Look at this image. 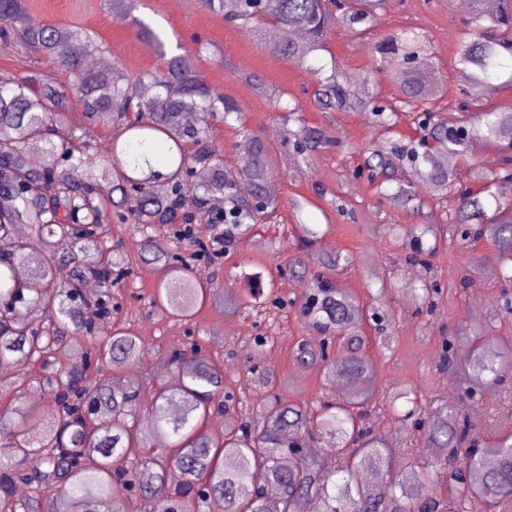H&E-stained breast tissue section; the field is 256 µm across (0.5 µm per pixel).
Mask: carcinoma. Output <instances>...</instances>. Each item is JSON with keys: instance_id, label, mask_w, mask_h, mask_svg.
<instances>
[{"instance_id": "carcinoma-1", "label": "carcinoma", "mask_w": 512, "mask_h": 512, "mask_svg": "<svg viewBox=\"0 0 512 512\" xmlns=\"http://www.w3.org/2000/svg\"><path fill=\"white\" fill-rule=\"evenodd\" d=\"M112 13L131 19L139 33L163 50L160 35L143 19L131 15L136 0H108ZM332 0H205L207 8L224 15L238 28L255 33L269 29L297 30L300 41L272 39L268 51L304 65L325 49L324 34L332 25L354 31L375 17L382 0H351L336 11ZM464 22L467 41L457 64L470 72L471 90L465 93L462 120H439L420 129L418 141L400 147L398 156L438 195L456 189L448 169L432 163L437 153H454L467 161L475 146L512 150V107L501 108L483 97L504 69L512 70V0H470ZM0 37L22 42L48 55L61 67L64 83L45 81L32 90L31 76L0 82V366H38L50 399L46 412L30 407L0 412V512H131L126 489L140 492L138 512H300L315 497L320 512H470L478 499L512 512V433L488 445L477 432L481 393L512 376V347L489 336V325L474 323L466 337L472 349L465 361L448 343L444 364L467 401L462 412L440 416L426 413L418 391L409 385L393 388L391 401L407 403L399 413L425 448L443 454L448 479L431 462L420 460L401 470L393 451L365 423V412L378 392V365L366 351L369 337L359 329L363 308L336 284L318 282L299 301L311 328L325 335L316 343L301 337L293 345L300 368L319 369L325 376L355 378L359 382L340 401L286 402L267 395L260 413L249 405L236 411L237 420L215 434L208 427L216 414L230 413L225 393L230 377L224 368L192 342L169 351V363L181 374L178 388L147 390L138 383L124 388L110 384L109 367L139 363L150 348L129 329L112 325L99 340L93 316L108 314L112 298L116 250L104 246L112 207H126V221L141 236L138 253L164 269L150 304L176 320H191L210 298L232 300L214 280L199 273L195 259L212 247L228 243L266 223L277 208L279 185L273 174L269 147L259 136L245 135L243 148L250 165L224 168L211 144L213 123L241 121L238 105L185 68L183 55L166 61L159 71L139 73L138 94L127 90V76L114 62L90 66L73 54L76 42L99 49L96 35L84 28H63L33 20L25 0H0ZM422 40L408 32L386 35L379 45L375 69L396 60L399 102L429 111L427 104L443 90L432 81L431 68L420 56ZM77 94L88 125L112 121L122 126L123 141L112 142L106 159L89 152L75 132L66 131L69 93ZM317 104L370 108L376 126L389 129L397 112L370 106L372 98L356 97L345 75L331 67L319 72ZM284 139H295L306 159L331 144L321 129L299 123L283 128ZM392 160L379 152L365 159V167L387 181ZM482 191L495 204L487 216L485 202L467 189L459 191L457 209L446 224H413L403 228L420 255L442 247L470 246L489 235L501 278L512 282V202L492 188L512 182V156L498 164L477 168ZM112 181L104 192L103 183ZM162 180L167 192H155ZM120 194L116 200L113 194ZM224 198V216L211 207ZM394 204L419 212L431 199L412 182H399L388 194ZM224 225L223 235L206 239L180 223ZM20 224L30 226L16 235ZM66 238L73 250L55 256L53 244ZM190 254L178 253L181 248ZM332 268L354 265L356 256L322 253ZM33 266L32 276L20 280L16 265ZM71 267L68 282L58 284L53 264ZM89 278L100 284L88 299L82 286ZM148 411L156 423L154 448L135 462L127 449L148 441L139 433L138 417ZM326 436L333 447L311 458L290 447ZM361 467L376 472L378 485L365 489L354 483ZM30 487L19 499L15 488ZM60 488L45 502L41 489ZM434 492L422 497L425 486Z\"/></svg>"}]
</instances>
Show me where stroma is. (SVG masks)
I'll return each mask as SVG.
<instances>
[{
    "instance_id": "1",
    "label": "stroma",
    "mask_w": 512,
    "mask_h": 512,
    "mask_svg": "<svg viewBox=\"0 0 512 512\" xmlns=\"http://www.w3.org/2000/svg\"><path fill=\"white\" fill-rule=\"evenodd\" d=\"M26 6L34 20L94 31L106 48L105 60L119 61L132 77L163 68V52H174L176 45L185 44L193 71L242 109L244 130L221 122L212 129L211 141L220 149L225 167L238 168L244 133L260 136L269 145L281 186L276 221L257 225L224 254L198 264L202 274H217L225 288L233 291L238 309L213 302L190 321H174L151 308L149 297L162 276L159 265L137 258L140 236L134 225L117 217L107 224L109 241L123 244L135 256L113 288L118 306L110 320L129 327L150 348L134 371L107 369L109 380L131 373L139 382L169 385L175 369L166 358L167 351L195 340L203 353L235 376L232 390H240L239 376L254 364L273 373V389L286 400L311 403L321 396H335L331 379L293 363V343L312 334L298 308L278 309L268 302L253 308L242 280L243 274L258 272L273 277L279 296L292 299L301 295L310 278L289 272L288 265L299 251L296 228L302 222L322 234L316 245L309 247L310 256L336 251L357 257L352 268L331 272L330 277L363 308L377 309L384 316V325L393 338L391 349L375 343L373 325L364 327L372 338L369 354L380 366L382 383L392 386L404 382L416 387L434 413L462 407V392L449 381L442 366L446 339L462 344L465 326L489 319L493 335L512 344V316L493 315L505 287L495 262L494 243L486 237L462 251L439 250L429 256L427 266L410 263L413 247L397 235L396 226L445 223L455 206L454 199H447L433 212L416 213L394 206L356 172L364 165L366 150L418 138L416 124L405 113L394 129L383 132L374 126L367 110H328L314 101V69L332 61L354 89H368L376 102L391 103L398 66L392 63L384 72H376L375 48L385 34L414 30L425 35L427 57L447 86L433 110L455 120L460 115L462 92L469 86L455 65L462 21L467 16L457 0H383L364 34L343 27L331 29L325 51L307 66L270 55L266 35L241 30L208 11L202 0H142L137 15L165 40L162 52L139 35L130 21L115 19L105 0H26ZM27 75L55 79L59 69L51 58L0 39V82ZM272 92L280 94L283 103L298 106L306 124L324 129L331 137V146L319 152L313 162L295 161L292 143L281 139L285 113L269 100ZM429 267L439 273L434 305L419 303L414 296L403 297L402 288L415 285ZM266 334L274 336V343L254 354V338ZM482 402L487 413L486 422L480 426L484 440L494 441L512 432V389L487 388ZM369 423L393 448L400 467L434 459L432 449L416 445L410 427L392 412L388 401L371 407Z\"/></svg>"
}]
</instances>
